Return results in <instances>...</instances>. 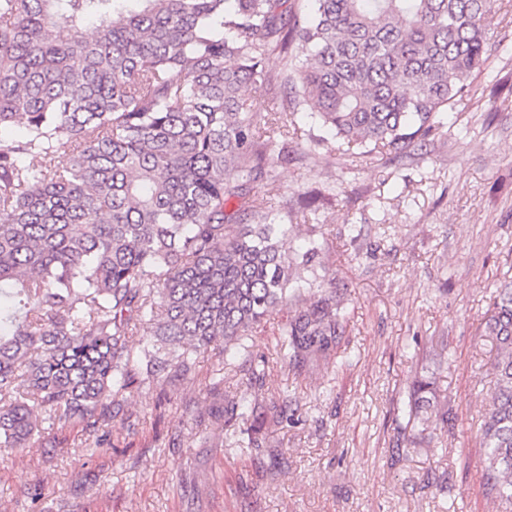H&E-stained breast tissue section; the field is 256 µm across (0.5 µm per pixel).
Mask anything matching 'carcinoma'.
I'll use <instances>...</instances> for the list:
<instances>
[{
    "label": "carcinoma",
    "mask_w": 512,
    "mask_h": 512,
    "mask_svg": "<svg viewBox=\"0 0 512 512\" xmlns=\"http://www.w3.org/2000/svg\"><path fill=\"white\" fill-rule=\"evenodd\" d=\"M284 4L0 0V132L25 120L0 137V448L33 446L45 424L96 434L135 383L189 372L190 353L278 307L290 365L338 354L342 303L302 276L322 244L282 250L288 201L252 192L279 188L273 122L248 117L246 91L282 89V159L306 110L358 157H397L470 94L492 0ZM146 329L156 343L136 359ZM484 332L497 359L481 488L512 512V280ZM404 415L413 445L456 422L423 376Z\"/></svg>",
    "instance_id": "obj_1"
}]
</instances>
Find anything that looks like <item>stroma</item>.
<instances>
[{
	"instance_id": "1",
	"label": "stroma",
	"mask_w": 512,
	"mask_h": 512,
	"mask_svg": "<svg viewBox=\"0 0 512 512\" xmlns=\"http://www.w3.org/2000/svg\"><path fill=\"white\" fill-rule=\"evenodd\" d=\"M472 92L400 158H352L302 140L275 168L289 211L286 248L320 239L346 307L343 358L285 364L277 309L236 352L194 354L190 373L133 387L100 428L49 429L0 450V512H495L481 492L480 427L495 380L484 317L512 278V19L493 11ZM265 363L262 385L251 365ZM433 377L458 420L430 445L396 451L414 376ZM288 402L265 422L283 463L241 446L254 414L228 402Z\"/></svg>"
}]
</instances>
